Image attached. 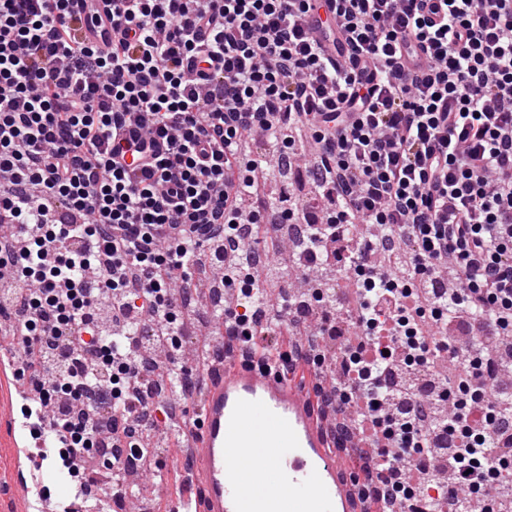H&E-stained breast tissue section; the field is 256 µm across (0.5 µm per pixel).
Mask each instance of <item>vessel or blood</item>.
<instances>
[{"label":"vessel or blood","mask_w":512,"mask_h":512,"mask_svg":"<svg viewBox=\"0 0 512 512\" xmlns=\"http://www.w3.org/2000/svg\"><path fill=\"white\" fill-rule=\"evenodd\" d=\"M94 6L83 42H112V0H73V13ZM334 13L312 0L305 17L311 37L341 66L350 60L329 36ZM186 438L203 500L186 498L173 512H355L350 481L336 465L313 410L277 367L233 359L203 384L197 426Z\"/></svg>","instance_id":"1"}]
</instances>
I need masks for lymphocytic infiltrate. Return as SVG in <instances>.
Instances as JSON below:
<instances>
[{
    "instance_id": "f902f5d3",
    "label": "lymphocytic infiltrate",
    "mask_w": 512,
    "mask_h": 512,
    "mask_svg": "<svg viewBox=\"0 0 512 512\" xmlns=\"http://www.w3.org/2000/svg\"><path fill=\"white\" fill-rule=\"evenodd\" d=\"M309 2L112 0L102 52L77 40L69 0H0V298L22 313L15 375L55 433L28 460L56 452L87 490L102 425L77 378L125 413L113 442L145 434L142 388L168 372L124 329L172 335L178 271L266 214L304 225L296 268L350 273L358 343L315 394L369 445L363 470L387 475L375 507L447 480L455 512L483 490V512H512V0H335L348 70L309 36ZM421 53L430 66L409 68ZM252 134L293 159L314 146L305 207L260 194ZM342 224L369 250L340 246ZM222 273L227 337L293 374L322 365L259 345L242 311L293 325L292 292L269 296L239 255ZM452 315L478 328L466 344Z\"/></svg>"
}]
</instances>
